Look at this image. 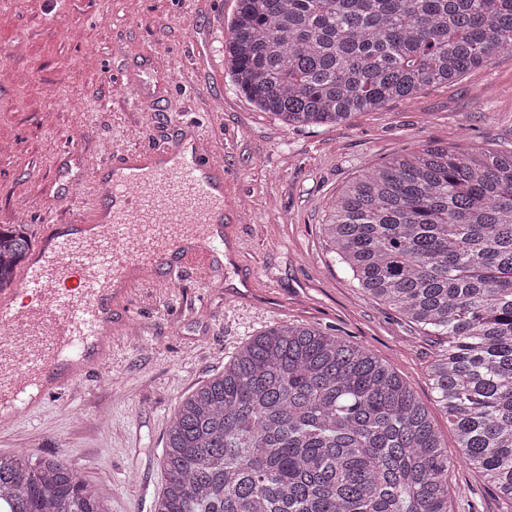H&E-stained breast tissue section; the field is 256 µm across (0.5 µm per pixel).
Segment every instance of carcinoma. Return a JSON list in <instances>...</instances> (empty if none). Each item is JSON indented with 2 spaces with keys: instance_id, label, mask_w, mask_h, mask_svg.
I'll list each match as a JSON object with an SVG mask.
<instances>
[{
  "instance_id": "1",
  "label": "carcinoma",
  "mask_w": 512,
  "mask_h": 512,
  "mask_svg": "<svg viewBox=\"0 0 512 512\" xmlns=\"http://www.w3.org/2000/svg\"><path fill=\"white\" fill-rule=\"evenodd\" d=\"M512 53V0H237L224 59L285 126H326ZM332 252L360 288L447 347L436 408L369 349L310 325L252 337L170 420L155 512H452L448 473L512 512V150L427 143L328 202ZM31 241L0 227V291ZM0 512H107L57 457L0 454Z\"/></svg>"
}]
</instances>
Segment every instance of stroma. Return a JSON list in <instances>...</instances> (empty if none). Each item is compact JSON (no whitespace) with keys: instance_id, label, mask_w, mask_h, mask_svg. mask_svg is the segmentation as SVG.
Listing matches in <instances>:
<instances>
[{"instance_id":"1","label":"stroma","mask_w":512,"mask_h":512,"mask_svg":"<svg viewBox=\"0 0 512 512\" xmlns=\"http://www.w3.org/2000/svg\"><path fill=\"white\" fill-rule=\"evenodd\" d=\"M236 0H0V225L38 239L69 224L93 191L105 148L207 138L238 211L239 269L215 262L158 274L113 306L140 346L112 339V359L81 388L44 398L0 429V452L62 458L108 512H154L166 430L181 399L223 371L252 336L308 324L369 348L426 405L444 346L359 288L322 226L327 202L364 170L439 142L512 148V54L457 81L335 126H285L234 87L224 39ZM453 512H505L464 466L448 477Z\"/></svg>"}]
</instances>
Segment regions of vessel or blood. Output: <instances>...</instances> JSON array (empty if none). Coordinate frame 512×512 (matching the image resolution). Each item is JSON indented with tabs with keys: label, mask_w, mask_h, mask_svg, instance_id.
Wrapping results in <instances>:
<instances>
[{
	"label": "vessel or blood",
	"mask_w": 512,
	"mask_h": 512,
	"mask_svg": "<svg viewBox=\"0 0 512 512\" xmlns=\"http://www.w3.org/2000/svg\"><path fill=\"white\" fill-rule=\"evenodd\" d=\"M109 173L80 217L91 232L59 238L46 231L21 286L0 301V322L19 327L0 339V408L33 413L29 388L50 395L75 388L111 358L101 344L112 325L113 298L127 299L139 278L131 269L158 268L160 258L186 264L211 258L224 222V166L183 143L111 155Z\"/></svg>",
	"instance_id": "vessel-or-blood-1"
}]
</instances>
